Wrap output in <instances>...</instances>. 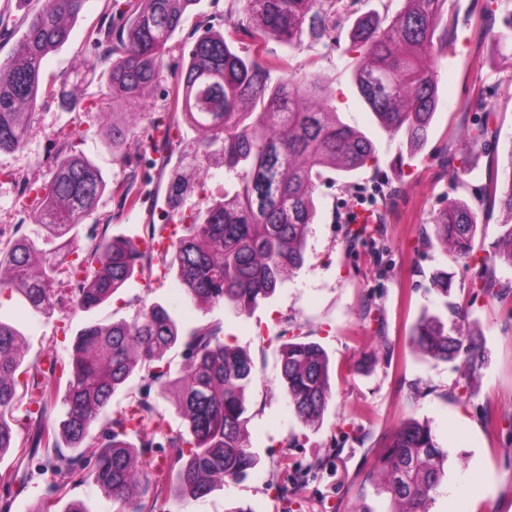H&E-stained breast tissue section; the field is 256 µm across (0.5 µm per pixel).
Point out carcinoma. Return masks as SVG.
Instances as JSON below:
<instances>
[{"label":"carcinoma","instance_id":"carcinoma-1","mask_svg":"<svg viewBox=\"0 0 512 512\" xmlns=\"http://www.w3.org/2000/svg\"><path fill=\"white\" fill-rule=\"evenodd\" d=\"M229 30L206 29L191 40H174L184 18L201 0H112L88 42L108 63L105 72L112 105L140 103L159 82L165 60L176 61L175 116L154 126L164 140L153 144L168 152L170 171L165 192L166 215L178 220L182 234L172 252L160 257L175 273L185 300L206 314L221 305L248 312L271 298L285 274L305 262L309 225L317 216L315 193L324 173L350 178L374 158V142L343 123L330 100L318 60L295 61L304 45L334 41L336 29L352 22L350 35L359 57L348 64L351 83L375 117L378 127L401 135L410 153L422 147L438 108V74L434 59L449 49L447 0H400L402 7L385 24L367 15L353 18L358 0H231ZM86 0H40L25 14L21 36L10 60L0 62V155L26 147L41 90L43 60L69 40L72 22ZM488 9L501 16L499 39L512 41V0H493ZM252 48L240 52L245 39ZM272 38L286 47L269 59L260 42ZM62 112L91 110L85 100L61 88L55 93ZM479 122L466 130L469 150L494 161L500 134L498 113L482 89L477 95ZM185 124L199 132L187 141L172 140V129ZM145 130L134 122L112 126V148L122 165L134 164ZM224 167V186L211 205L185 214L194 184L181 172L191 161L201 169L214 157ZM507 186L498 189L497 174L471 189L478 202L499 196L504 215L489 255L482 258L480 291L501 302L512 300V283L496 267H512V152ZM127 203L124 180L113 188L97 165L72 151L70 134L60 129L49 180L37 189L31 209L32 233L0 248V296L16 298L32 313L50 317L57 287L76 276L74 307L89 313L107 303L152 257L128 236H105L87 248L79 262L58 248L44 249L95 218L106 192ZM435 241L458 259H475L479 213L459 200L432 217ZM22 333L0 318V457L17 447L13 412L29 390L41 396L58 393L55 383L24 382ZM411 341L426 361H462L481 369L484 354L475 331L466 330L459 308L451 314L425 313ZM181 349L183 364L171 374L165 356ZM68 374L58 432H46L38 469L54 477L48 496H59L63 479L77 473L96 484L126 512H154L167 487L152 480V440L140 439L147 425L160 428L150 389L171 395L185 431L167 438L173 449L170 471L182 495L205 496L227 481L245 479L258 465L246 443L245 394L253 382V362L224 342L219 323L200 325L183 334L160 304L142 307L135 318L104 326L87 322L73 341L68 362L52 360L49 370ZM143 385L131 410L106 414L113 396L140 371ZM281 377L288 404L299 420L318 424L331 399L329 360L323 347L294 336L281 346ZM99 435H92L97 423ZM447 455L431 427L415 419L402 423L387 448L376 457L368 478L387 494V512H431L433 494L445 475Z\"/></svg>","mask_w":512,"mask_h":512}]
</instances>
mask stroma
Wrapping results in <instances>:
<instances>
[{"mask_svg": "<svg viewBox=\"0 0 512 512\" xmlns=\"http://www.w3.org/2000/svg\"><path fill=\"white\" fill-rule=\"evenodd\" d=\"M107 0H87L68 43L42 63L44 94L36 107L34 128L25 152L0 156V227L16 236L30 234L28 210L17 199L15 179L41 184L59 128L78 131V153L92 160L107 181L123 176L120 157L108 142L105 124L95 114L59 111L53 89L62 74L79 75L73 89L85 98L101 95L105 65L88 42ZM458 17L453 47L438 58L439 106L428 139L409 154L402 136L382 131L350 84L347 66L357 56L347 29L336 32L335 48L314 46L300 58L314 57L332 91L340 119L372 138L377 160L357 170L358 186H381V195L366 206L384 214L378 233L349 243L348 212L339 201L353 193L336 184L317 191L318 214L308 233L305 263L287 274L275 295L243 314L232 306L208 315L193 311L174 285L173 275L150 271L131 280L93 314L73 310L62 299L52 318L33 317L12 299L0 301V315L23 333L24 366L45 368L47 355L67 357L88 320L109 324L131 320L156 302L178 320L182 330L206 322L222 324L231 346L245 350L254 364L247 392L250 417L248 445L258 466L241 482H226L203 497L161 496L155 512H385L387 499L367 481L375 454L407 418L429 422L448 454L445 476L431 512H512V307L484 296L473 286V273L453 255L424 241L431 218L468 192L443 164L448 146L457 144L468 114L475 112L480 88L495 87L491 102L499 115V161L512 152V44L494 42L488 33L487 0H449ZM175 80L163 75L135 117L148 129L174 112ZM168 174L153 167L146 202L118 209L104 195L100 212L112 224L86 221L73 241L87 249L93 237H144L154 211L162 207ZM439 271L452 278L450 299L467 313L478 330L485 363L468 379L448 362H427L410 341V330L424 312L439 309L431 287ZM301 334L326 350L330 361L332 400L320 424L304 425L288 405L280 383L283 337ZM41 414L36 398H24L14 430L18 446L0 457V474L14 471L19 458L41 432L57 427L61 397ZM30 464L23 482H0V503L10 512H42L49 484Z\"/></svg>", "mask_w": 512, "mask_h": 512, "instance_id": "35a3bbf8", "label": "stroma"}]
</instances>
